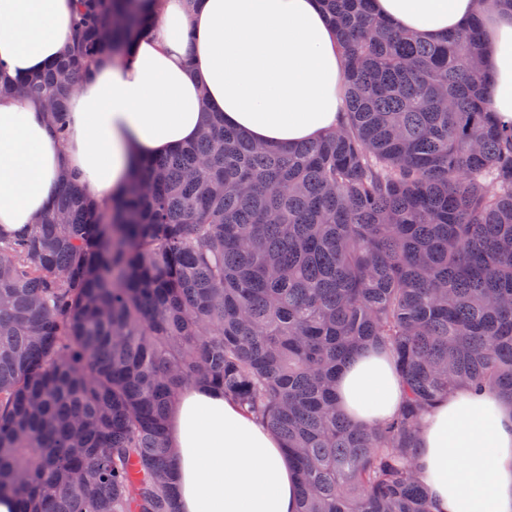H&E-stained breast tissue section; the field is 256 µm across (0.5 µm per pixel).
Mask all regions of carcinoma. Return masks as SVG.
<instances>
[{"label":"carcinoma","mask_w":512,"mask_h":512,"mask_svg":"<svg viewBox=\"0 0 512 512\" xmlns=\"http://www.w3.org/2000/svg\"><path fill=\"white\" fill-rule=\"evenodd\" d=\"M156 0H75L70 51L0 85L67 134L66 97L129 55ZM346 118L276 150L212 112L100 204L73 174L31 230L0 234V495L19 512H178L166 440L207 381L299 471L297 512H433L422 414L456 387L512 402V125L492 112L479 20L426 42L323 0ZM403 403L371 428L336 406L363 347Z\"/></svg>","instance_id":"1"}]
</instances>
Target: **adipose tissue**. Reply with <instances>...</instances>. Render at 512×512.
<instances>
[{"label": "adipose tissue", "instance_id": "1", "mask_svg": "<svg viewBox=\"0 0 512 512\" xmlns=\"http://www.w3.org/2000/svg\"><path fill=\"white\" fill-rule=\"evenodd\" d=\"M377 14L435 41L473 16L497 118L512 121V0H373ZM73 0H0V83L62 56ZM344 60L321 0H159L152 36L103 58L69 98L60 139L33 100L0 98V231H25L61 177L108 201L148 157L196 140L207 112L275 149L312 141L345 118ZM339 410L371 426L402 387L388 354L364 349L336 378ZM180 512H296L297 473L280 440L223 390L199 381L167 416ZM417 474L436 512H512V405L457 389L424 417Z\"/></svg>", "mask_w": 512, "mask_h": 512}]
</instances>
